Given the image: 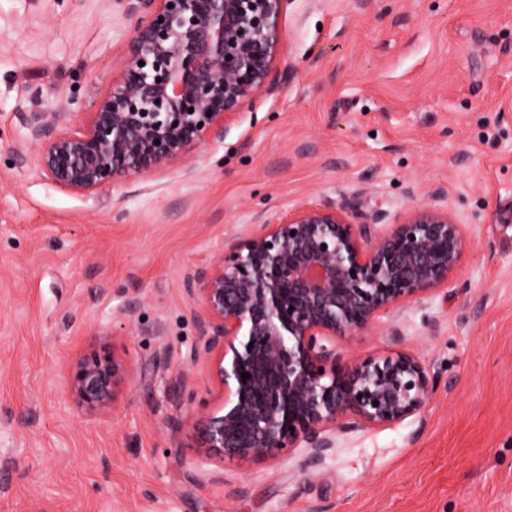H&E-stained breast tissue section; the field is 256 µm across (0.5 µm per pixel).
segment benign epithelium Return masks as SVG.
Listing matches in <instances>:
<instances>
[{
  "mask_svg": "<svg viewBox=\"0 0 512 512\" xmlns=\"http://www.w3.org/2000/svg\"><path fill=\"white\" fill-rule=\"evenodd\" d=\"M123 2L130 28L120 72L85 126L66 128L60 112L21 113L38 166L70 193L184 162L224 138L226 115L277 89L288 0ZM465 248L463 225L433 205L383 229L349 206H300L225 239L182 283L199 308L202 344L191 362L208 363L217 389L203 425L208 459L250 463L302 448L318 475L341 436L419 414L438 379L417 355L345 367L336 342L448 286ZM128 378L123 357L104 350L73 365L67 389L80 408L105 414Z\"/></svg>",
  "mask_w": 512,
  "mask_h": 512,
  "instance_id": "7a95c632",
  "label": "benign epithelium"
}]
</instances>
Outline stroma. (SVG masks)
<instances>
[{
  "mask_svg": "<svg viewBox=\"0 0 512 512\" xmlns=\"http://www.w3.org/2000/svg\"><path fill=\"white\" fill-rule=\"evenodd\" d=\"M129 27L121 0H0V512H512V0H289L279 88L227 115L223 140L69 194L19 115L81 127ZM326 201L463 224L467 290L340 343L348 364L417 354L439 388L420 416L341 438L324 476L300 448L205 472L217 404L187 363L183 276L258 212ZM103 348L130 377L97 415L66 377Z\"/></svg>",
  "mask_w": 512,
  "mask_h": 512,
  "instance_id": "1",
  "label": "stroma"
}]
</instances>
